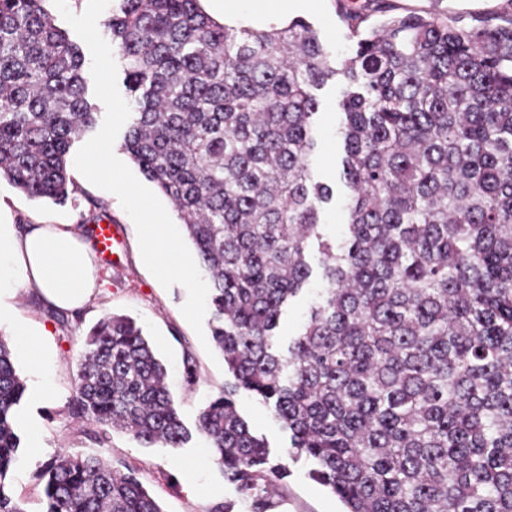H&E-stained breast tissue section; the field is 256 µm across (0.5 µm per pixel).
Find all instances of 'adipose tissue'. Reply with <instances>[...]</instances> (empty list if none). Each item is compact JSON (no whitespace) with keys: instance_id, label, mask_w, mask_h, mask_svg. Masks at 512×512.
Instances as JSON below:
<instances>
[{"instance_id":"1","label":"adipose tissue","mask_w":512,"mask_h":512,"mask_svg":"<svg viewBox=\"0 0 512 512\" xmlns=\"http://www.w3.org/2000/svg\"><path fill=\"white\" fill-rule=\"evenodd\" d=\"M92 247L73 231L35 224L25 231L0 225V277L38 289L58 308H74L95 286Z\"/></svg>"}]
</instances>
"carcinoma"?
Here are the masks:
<instances>
[{"label":"carcinoma","mask_w":512,"mask_h":512,"mask_svg":"<svg viewBox=\"0 0 512 512\" xmlns=\"http://www.w3.org/2000/svg\"><path fill=\"white\" fill-rule=\"evenodd\" d=\"M46 0H0V178L64 203L74 142L97 124L78 47ZM354 54L330 66L296 17L218 23L200 0H121L104 25L125 62L123 150L175 206L210 282L214 346L233 381L183 422L134 319L106 315L79 354L71 413L143 448L197 434L249 512H275L285 457L345 512H512V17H388L338 0ZM341 75L348 234L323 239L334 189L314 180L313 90ZM321 288L301 331L281 316ZM0 337V512L27 385ZM244 393L288 432L273 455ZM42 512H163L137 468L59 452Z\"/></svg>","instance_id":"1"}]
</instances>
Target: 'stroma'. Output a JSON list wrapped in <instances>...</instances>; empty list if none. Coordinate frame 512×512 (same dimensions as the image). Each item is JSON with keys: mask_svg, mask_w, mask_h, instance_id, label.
Here are the masks:
<instances>
[{"mask_svg": "<svg viewBox=\"0 0 512 512\" xmlns=\"http://www.w3.org/2000/svg\"><path fill=\"white\" fill-rule=\"evenodd\" d=\"M202 9L220 23L265 25L300 16L319 31L333 67L356 48L343 20L338 0H293L289 12L268 8L264 0H241L238 9L225 13L221 0H201ZM388 13L407 15L435 13L444 17L470 19L473 16L512 15V0H388ZM385 13V14H388ZM385 14L370 13L366 23L375 25ZM345 84L336 77L327 81L317 95L321 101L316 118L318 151L313 161L315 180L341 187L342 143L338 131L342 113L339 103ZM73 190L65 203L32 200L6 179L0 178V222L6 224H63L71 228H90L96 224L113 227V258L96 256V288L80 309L79 320L63 321L60 312L51 310L32 289L9 280L0 283L5 305L0 308V334L10 335L20 325L37 334L43 356L39 367H31L25 356L15 362L18 374L27 385V396L20 406L22 437L21 460L11 473L8 492L23 499L27 512H41L42 488L35 474L39 466L66 450L95 454L106 461H126L138 467L143 483L156 495L164 512H212L215 505L229 504L233 512H248L232 486L211 460V450L201 437L183 448H143L130 436L112 432L105 443L91 436L92 424L74 418L69 410L77 372L78 354L92 325L108 314H125L142 326L158 357L168 369L167 382L187 426H194L200 409L231 379L223 361H212L197 334L184 318L181 308L188 294L183 286L164 288L145 267L136 227L118 198L90 184L80 173H73ZM192 355L197 368L195 383L184 376V357ZM240 414L256 435L265 437L271 448L287 447L288 435L270 411L256 400L239 396ZM39 437L40 448H32V437ZM196 463L192 476H185L181 465ZM311 461L291 463L278 512H342L339 499L311 480Z\"/></svg>", "mask_w": 512, "mask_h": 512, "instance_id": "stroma-1", "label": "stroma"}]
</instances>
